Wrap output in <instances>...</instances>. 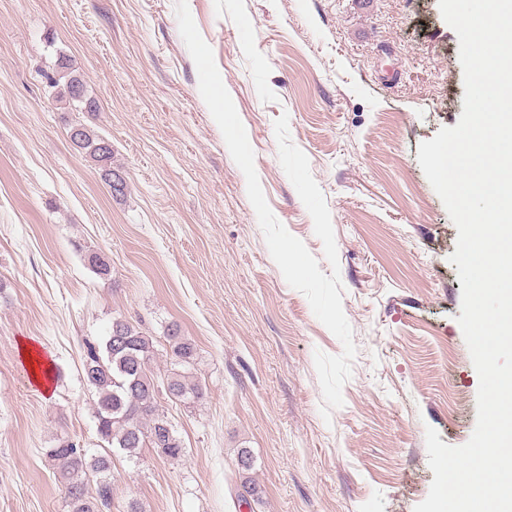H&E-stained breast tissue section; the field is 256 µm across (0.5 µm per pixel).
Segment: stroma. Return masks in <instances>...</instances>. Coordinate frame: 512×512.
Listing matches in <instances>:
<instances>
[{
  "mask_svg": "<svg viewBox=\"0 0 512 512\" xmlns=\"http://www.w3.org/2000/svg\"><path fill=\"white\" fill-rule=\"evenodd\" d=\"M255 153L275 217L319 261L313 220L286 176L274 122L289 117L330 215L357 355L323 419L315 353L343 346L272 259L246 179L200 91L175 0H0V512H67L47 455H96L84 344L114 317L164 349L179 324L206 398L161 405L179 460L112 456L126 512H414L434 428L457 447L477 418L478 374L450 261L458 230L424 174L421 142L463 111L459 38L439 0H188ZM99 109L53 100L58 56ZM83 123L112 143L127 183L109 193L71 145ZM111 264L95 274L85 256ZM51 361L49 389L20 354ZM249 449L242 474L238 449ZM257 498L239 504L243 478Z\"/></svg>",
  "mask_w": 512,
  "mask_h": 512,
  "instance_id": "stroma-1",
  "label": "stroma"
}]
</instances>
